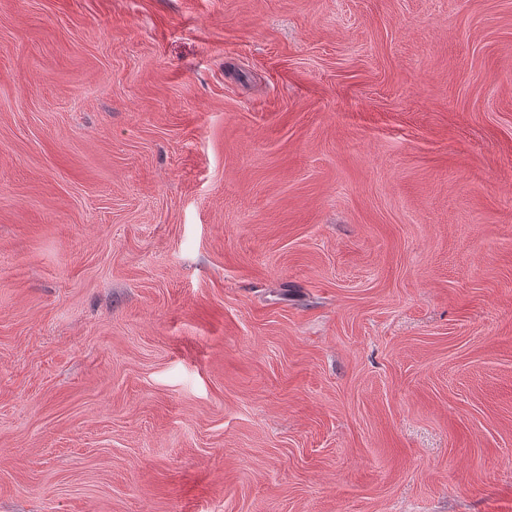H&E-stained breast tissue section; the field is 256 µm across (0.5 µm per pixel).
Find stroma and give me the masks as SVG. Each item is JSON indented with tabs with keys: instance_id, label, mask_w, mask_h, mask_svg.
I'll return each instance as SVG.
<instances>
[{
	"instance_id": "35a3bbf8",
	"label": "stroma",
	"mask_w": 512,
	"mask_h": 512,
	"mask_svg": "<svg viewBox=\"0 0 512 512\" xmlns=\"http://www.w3.org/2000/svg\"><path fill=\"white\" fill-rule=\"evenodd\" d=\"M0 512H512V0H0Z\"/></svg>"
}]
</instances>
